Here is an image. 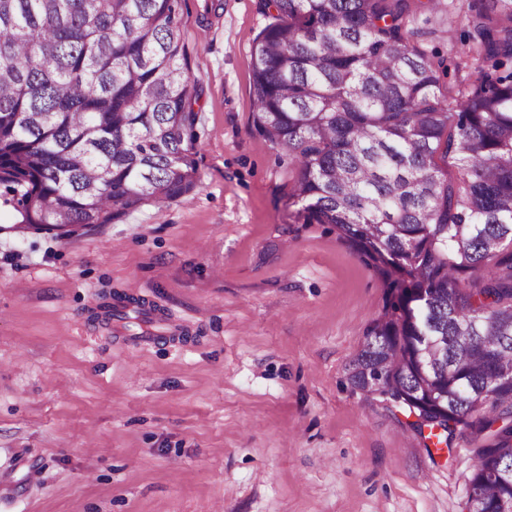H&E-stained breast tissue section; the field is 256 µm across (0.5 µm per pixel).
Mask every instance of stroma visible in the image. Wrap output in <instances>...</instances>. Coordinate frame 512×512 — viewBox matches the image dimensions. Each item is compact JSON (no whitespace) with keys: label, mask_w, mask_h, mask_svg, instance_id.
Here are the masks:
<instances>
[{"label":"stroma","mask_w":512,"mask_h":512,"mask_svg":"<svg viewBox=\"0 0 512 512\" xmlns=\"http://www.w3.org/2000/svg\"><path fill=\"white\" fill-rule=\"evenodd\" d=\"M261 0H181L198 185L71 238L0 203V512H462L476 445L429 452L346 367L387 281L296 224L295 165L255 122ZM459 0L412 41L451 55ZM438 38H430V31ZM139 299L181 336L123 338Z\"/></svg>","instance_id":"stroma-1"}]
</instances>
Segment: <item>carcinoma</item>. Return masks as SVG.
<instances>
[{"instance_id": "1", "label": "carcinoma", "mask_w": 512, "mask_h": 512, "mask_svg": "<svg viewBox=\"0 0 512 512\" xmlns=\"http://www.w3.org/2000/svg\"><path fill=\"white\" fill-rule=\"evenodd\" d=\"M413 0H263L256 123L298 165V224H332L391 298L351 386L475 449L465 512L512 501V0H465L454 72ZM178 0H0V198L71 237L198 182ZM450 160L451 178L440 162Z\"/></svg>"}]
</instances>
